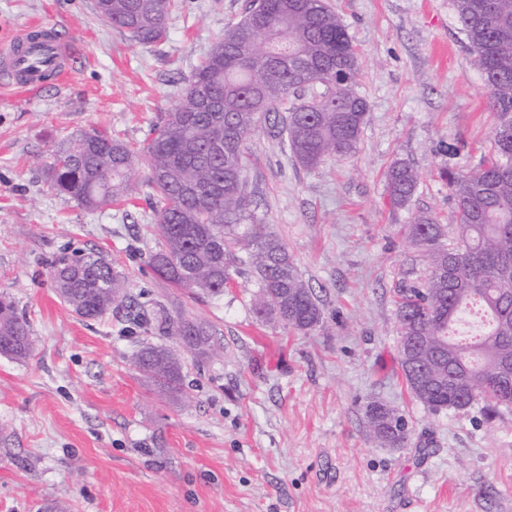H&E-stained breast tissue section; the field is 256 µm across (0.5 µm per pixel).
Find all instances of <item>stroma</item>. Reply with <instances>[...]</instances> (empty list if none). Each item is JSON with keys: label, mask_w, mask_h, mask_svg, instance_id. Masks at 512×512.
Returning <instances> with one entry per match:
<instances>
[{"label": "stroma", "mask_w": 512, "mask_h": 512, "mask_svg": "<svg viewBox=\"0 0 512 512\" xmlns=\"http://www.w3.org/2000/svg\"><path fill=\"white\" fill-rule=\"evenodd\" d=\"M94 0H0V43L58 23L75 53L68 81L34 96L0 91V298L26 314L34 353L0 355V512H512V408L433 412L398 364V291L425 276L406 227L415 212L454 227L440 172L475 168L496 123L453 0H330L360 56L369 111L357 152L309 169L268 129L248 141L252 210L286 244L322 322L294 332L262 322L256 287L237 277L215 298L164 287L148 266L159 236L146 161L131 201L97 211L46 185L54 150L107 128L140 144L250 0H179L166 37L142 46L101 20ZM418 174L394 205L385 175ZM107 254L127 279L98 319L53 288L63 255ZM204 321L223 357L187 358L180 394L136 370L129 305ZM406 418L398 448L370 437L366 407Z\"/></svg>", "instance_id": "stroma-1"}]
</instances>
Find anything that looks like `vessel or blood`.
<instances>
[{
	"label": "vessel or blood",
	"mask_w": 512,
	"mask_h": 512,
	"mask_svg": "<svg viewBox=\"0 0 512 512\" xmlns=\"http://www.w3.org/2000/svg\"><path fill=\"white\" fill-rule=\"evenodd\" d=\"M73 65V48L63 39L56 25L31 24L0 46V71L5 72V87L24 96L37 94L46 73L65 78Z\"/></svg>",
	"instance_id": "vessel-or-blood-1"
}]
</instances>
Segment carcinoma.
Here are the masks:
<instances>
[{"label": "carcinoma", "mask_w": 512, "mask_h": 512, "mask_svg": "<svg viewBox=\"0 0 512 512\" xmlns=\"http://www.w3.org/2000/svg\"><path fill=\"white\" fill-rule=\"evenodd\" d=\"M473 66L496 112L491 147L472 170L441 171L457 211L449 236L431 213L418 212L408 236L427 266L424 281L397 301L400 327L422 336L413 351L398 350L412 395L433 411H460L482 402L512 407V0H454ZM100 19L139 44L167 33L177 0H107ZM359 57L326 0H251L224 30L188 79L176 106L138 148L93 129L57 150L47 164L51 190L88 210L124 201L138 155L148 161L155 223L162 239L149 257L154 273L174 288L220 296L244 271L258 288L256 313L285 329L308 331L322 313L284 242L248 211L246 143L272 113L291 154L315 168L328 157L358 150L368 103L356 91ZM392 200L409 203L417 173L403 162L386 173ZM55 288L84 318L103 317L123 299L125 277L100 255L63 256ZM489 318L488 331L466 342L451 328L468 305ZM176 346L146 344L135 367L162 393L183 383L185 355L221 357L224 346L205 322L165 320ZM33 344L29 321L0 300V354L23 359ZM370 434L400 447L404 417L380 402L367 405Z\"/></svg>", "instance_id": "obj_1"}]
</instances>
